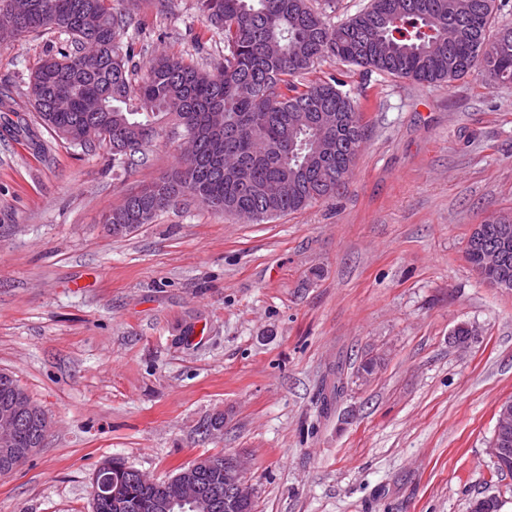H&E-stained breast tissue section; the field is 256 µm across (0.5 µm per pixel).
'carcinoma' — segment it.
<instances>
[{
    "label": "carcinoma",
    "instance_id": "1",
    "mask_svg": "<svg viewBox=\"0 0 512 512\" xmlns=\"http://www.w3.org/2000/svg\"><path fill=\"white\" fill-rule=\"evenodd\" d=\"M0 41L30 32L65 36V47L31 72L27 96L51 136L86 152L104 150L112 168L128 172L147 159L166 132L194 144L166 177L125 195L102 217L114 236L189 200L230 217L250 209L256 222L297 212L346 189L364 143L362 105L342 81L307 78L315 65L334 59L398 78L448 82L477 74L491 84L512 83V26H495L497 0H369L338 25L311 0H197L200 15L224 34V56L204 68L181 55L160 54L140 77L131 46L117 41L128 16L112 0H33ZM329 112L332 146L321 147L303 123L283 141L292 115ZM501 251L482 267L479 250L469 263L487 284L512 290V235L490 232ZM341 369L320 402L328 414L344 393ZM29 406L16 424L14 447L29 457L49 433L44 411L19 380L0 371V411ZM191 479L212 492L206 512H224V457L207 456ZM169 485H142L124 461H104L92 484L93 512H166Z\"/></svg>",
    "mask_w": 512,
    "mask_h": 512
}]
</instances>
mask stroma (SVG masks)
<instances>
[{
  "mask_svg": "<svg viewBox=\"0 0 512 512\" xmlns=\"http://www.w3.org/2000/svg\"><path fill=\"white\" fill-rule=\"evenodd\" d=\"M121 43L145 62L224 53L196 0H140ZM53 33L0 42V82L30 112ZM364 106L365 144L335 198L274 221L193 202L115 237L101 217L171 172L179 139L113 174L56 141L42 156L0 126V370L50 422L0 476V512H92L111 458L158 480L244 456L256 512H468L512 475L487 448L512 399V290L466 257L475 224L512 211V84L419 83L323 61ZM472 328L468 349L452 340ZM378 366L330 417L337 366ZM223 414L222 430L208 429Z\"/></svg>",
  "mask_w": 512,
  "mask_h": 512,
  "instance_id": "35a3bbf8",
  "label": "stroma"
}]
</instances>
